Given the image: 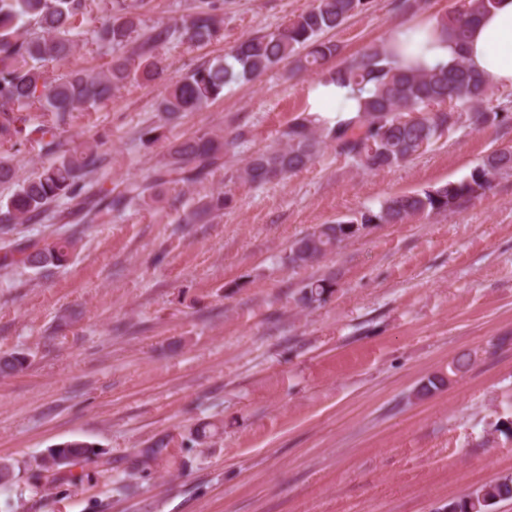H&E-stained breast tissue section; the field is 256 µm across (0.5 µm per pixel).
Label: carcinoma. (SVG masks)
Segmentation results:
<instances>
[{"instance_id":"1","label":"carcinoma","mask_w":512,"mask_h":512,"mask_svg":"<svg viewBox=\"0 0 512 512\" xmlns=\"http://www.w3.org/2000/svg\"><path fill=\"white\" fill-rule=\"evenodd\" d=\"M88 0H0V136L17 134L14 113L35 108L48 116L41 135L54 144L55 131L66 126L72 114L107 102L132 80L146 84L162 78L164 69L155 54L157 46L177 37L192 45H207L223 37L217 5H203L154 29L140 45L137 63L124 49L142 29L141 10L146 0H111V8L94 31L96 41L112 51V65L105 73L77 70L50 81L43 67L65 62L75 49V22L85 14ZM494 0H468L435 18L449 38L462 46L469 26L489 11ZM365 0H315L314 5L287 24L235 44L229 53L194 68L165 87L156 103L160 119L174 123L188 112H197L215 101L224 89L251 81L288 61L294 69L319 72L336 56L339 46L322 39L341 28L360 12ZM333 81L367 93L359 112L328 126L310 115H299L282 133L276 146L253 153L239 178L263 185L308 168L331 148L356 167L379 171L405 162L426 150L445 132L466 122L476 128L503 121L498 108L490 105L494 88L473 72L464 61L455 67L423 70L403 68L384 40L370 46L355 59L327 73ZM245 133L216 135L199 131L174 141L159 160L149 182L131 180L123 190L99 185L87 187L86 177L97 170L103 155L101 144L85 143L64 151L42 170L28 177L19 174L12 160L0 157V183L15 190L0 206V235L8 236L17 226L48 216L50 206H66L67 217L78 227L96 224L114 211L134 202L144 203L154 189L168 184L201 183L224 167V156L239 145ZM512 173V146L487 155L470 175L433 189L395 194L378 210L322 224L295 239L285 256L287 265L311 266L343 242L357 236L368 224H403L411 217L446 211L468 202L493 187L500 175ZM231 198L213 193L198 201L181 218L183 224H204L224 211ZM80 230L68 236L53 233L38 239L12 243L0 256V266H22L37 272L69 263L79 241ZM334 276L312 278L301 286L297 303L310 308L324 300L334 287ZM27 368L22 353L0 356V375L10 376ZM98 455L96 446L81 440L60 443L49 450L40 469L53 476L60 467L50 462L55 456L76 461ZM512 500V475L503 476L463 497L448 501L446 512H493L501 501Z\"/></svg>"}]
</instances>
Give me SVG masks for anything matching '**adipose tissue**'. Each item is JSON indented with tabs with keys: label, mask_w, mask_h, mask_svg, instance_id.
Returning a JSON list of instances; mask_svg holds the SVG:
<instances>
[{
	"label": "adipose tissue",
	"mask_w": 512,
	"mask_h": 512,
	"mask_svg": "<svg viewBox=\"0 0 512 512\" xmlns=\"http://www.w3.org/2000/svg\"><path fill=\"white\" fill-rule=\"evenodd\" d=\"M392 44L403 63L449 68L462 56L488 84L512 88V0H496L489 13L478 17L465 48L441 39L432 22L398 27ZM360 102L349 87L327 78L311 85L308 91L309 109L313 112L331 107L337 116L346 118L358 112Z\"/></svg>",
	"instance_id": "adipose-tissue-1"
}]
</instances>
